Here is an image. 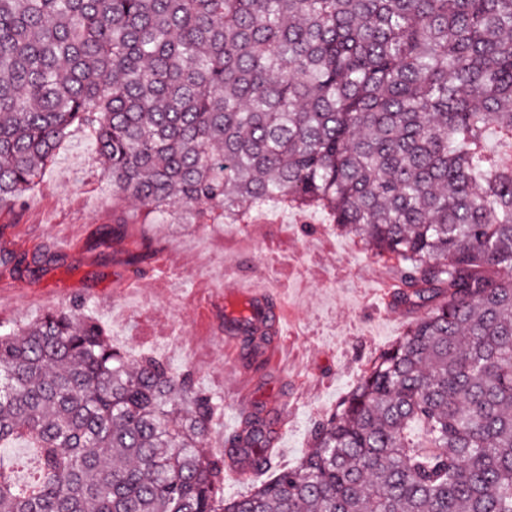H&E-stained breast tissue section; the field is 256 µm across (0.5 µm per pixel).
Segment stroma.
<instances>
[{
    "instance_id": "stroma-1",
    "label": "stroma",
    "mask_w": 512,
    "mask_h": 512,
    "mask_svg": "<svg viewBox=\"0 0 512 512\" xmlns=\"http://www.w3.org/2000/svg\"><path fill=\"white\" fill-rule=\"evenodd\" d=\"M144 214L133 199L113 205L91 141L73 132L24 206L0 210V248L53 253L38 275L0 278V319L24 321L85 300L128 357L149 353L190 369L197 388L223 400L220 429L206 450L222 448L240 410L257 409L284 417L278 463L288 465L308 451L315 422L405 332L406 318L376 301L377 281L391 277L392 268L314 214L274 209L267 223L245 230L189 219L154 224ZM119 220L128 238L100 244V228ZM142 235L152 249L129 262L128 239ZM163 254L174 262L167 279L157 269ZM228 270L291 288L296 328L274 339L288 349L286 366L267 361L255 369L241 351L227 358L224 303L209 292L223 287Z\"/></svg>"
}]
</instances>
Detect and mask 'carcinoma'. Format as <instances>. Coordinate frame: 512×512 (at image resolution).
Returning <instances> with one entry per match:
<instances>
[{
  "mask_svg": "<svg viewBox=\"0 0 512 512\" xmlns=\"http://www.w3.org/2000/svg\"><path fill=\"white\" fill-rule=\"evenodd\" d=\"M73 128L168 224L324 216L417 317L232 499L238 452L276 466L273 422L207 455L222 402L129 359L86 302L0 321V446L28 439L43 472L20 491L0 463V512H512V0H0V206ZM46 255L0 249V277Z\"/></svg>",
  "mask_w": 512,
  "mask_h": 512,
  "instance_id": "cac0c4a2",
  "label": "carcinoma"
}]
</instances>
